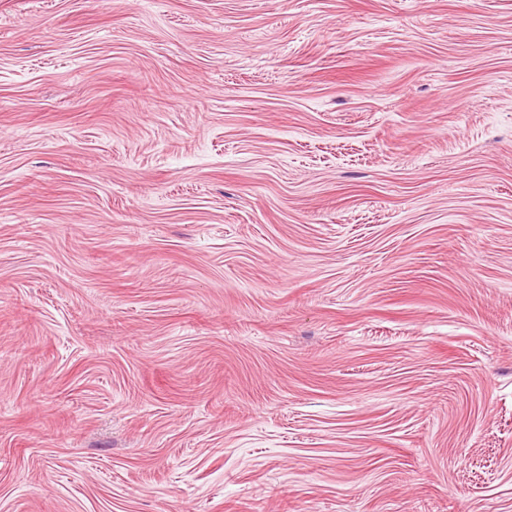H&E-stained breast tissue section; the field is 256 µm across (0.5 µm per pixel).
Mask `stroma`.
<instances>
[{"mask_svg":"<svg viewBox=\"0 0 512 512\" xmlns=\"http://www.w3.org/2000/svg\"><path fill=\"white\" fill-rule=\"evenodd\" d=\"M0 512H512V0H0Z\"/></svg>","mask_w":512,"mask_h":512,"instance_id":"stroma-1","label":"stroma"}]
</instances>
